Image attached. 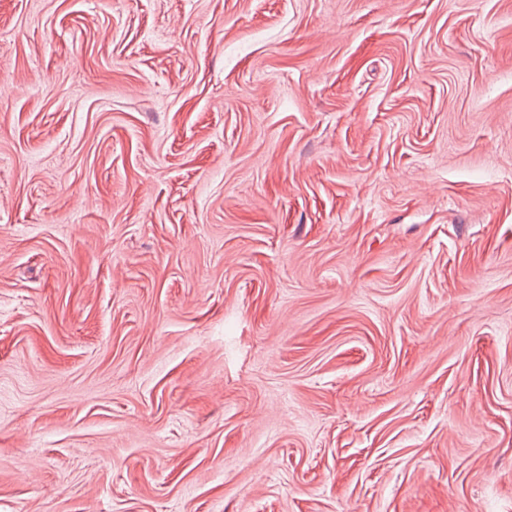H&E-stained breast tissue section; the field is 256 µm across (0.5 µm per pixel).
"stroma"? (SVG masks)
Segmentation results:
<instances>
[{
    "instance_id": "stroma-1",
    "label": "stroma",
    "mask_w": 512,
    "mask_h": 512,
    "mask_svg": "<svg viewBox=\"0 0 512 512\" xmlns=\"http://www.w3.org/2000/svg\"><path fill=\"white\" fill-rule=\"evenodd\" d=\"M0 512H512V0H0Z\"/></svg>"
}]
</instances>
